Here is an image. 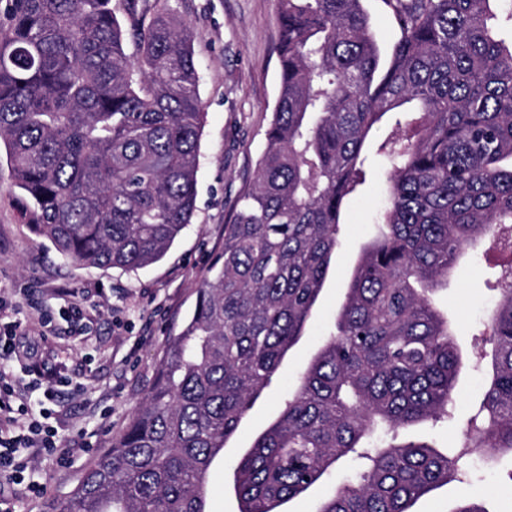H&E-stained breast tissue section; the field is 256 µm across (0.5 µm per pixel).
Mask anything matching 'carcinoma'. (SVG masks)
I'll return each instance as SVG.
<instances>
[{
  "label": "carcinoma",
  "mask_w": 512,
  "mask_h": 512,
  "mask_svg": "<svg viewBox=\"0 0 512 512\" xmlns=\"http://www.w3.org/2000/svg\"><path fill=\"white\" fill-rule=\"evenodd\" d=\"M10 0L0 28V145L25 223L78 269L159 262L191 223L205 112L191 32L166 4ZM382 63L362 0H277L279 87L252 188L149 394L52 512H211L212 467L311 320L364 143L389 166L378 236L333 330L233 464L238 512L280 507L343 458L362 470L317 512H411L472 466L512 457V253L495 348L463 446L398 440L454 400L463 353L433 302L465 250L512 228V0H383ZM137 49L126 54L127 40ZM451 512H487L462 495Z\"/></svg>",
  "instance_id": "cac0c4a2"
}]
</instances>
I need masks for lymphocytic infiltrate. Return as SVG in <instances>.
<instances>
[{
  "mask_svg": "<svg viewBox=\"0 0 512 512\" xmlns=\"http://www.w3.org/2000/svg\"><path fill=\"white\" fill-rule=\"evenodd\" d=\"M91 306L73 303L58 312L42 314L37 329L23 326L17 318L7 317L0 302V361L20 362L25 383L0 373V479L16 484L25 482L30 469V456L37 453L54 456L61 445L58 432L48 419L60 388L68 386L65 375H46L45 364L27 344L30 334L47 338L56 320L74 326L73 343H82L86 327L82 320Z\"/></svg>",
  "mask_w": 512,
  "mask_h": 512,
  "instance_id": "1",
  "label": "lymphocytic infiltrate"
}]
</instances>
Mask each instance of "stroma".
<instances>
[{"mask_svg":"<svg viewBox=\"0 0 512 512\" xmlns=\"http://www.w3.org/2000/svg\"><path fill=\"white\" fill-rule=\"evenodd\" d=\"M180 21L193 35L200 70V96L206 113L200 142L196 208L191 224L165 257L149 267L77 269L63 261L47 239L23 223L6 160L0 159V298L22 304L21 319L34 324L48 306L88 297L97 307L82 347H74L67 325L43 344L49 364L75 384L56 408L64 447L76 449L70 467L41 456L32 480L44 488L32 497L25 485L6 484L15 512H48V503L69 492L94 454L111 447L147 397L168 336L178 333L195 303V290L208 276L224 246V226L254 183L278 84L277 0H172ZM387 168L381 159L365 165V181L344 211V233L314 318L289 352L271 387L256 402L210 475L212 512H237L231 462L267 420L280 410L305 364L325 341L336 306L360 247L374 234L386 204ZM495 251H479L461 262L435 305L457 325L466 351L488 346L491 307L499 296ZM486 364L467 366L456 388L452 419L406 429L407 437L440 448L458 447L461 427L478 407ZM91 454H80L83 445ZM475 465L467 481L450 482L419 499L413 512H449L461 491L481 498L489 512H512V459ZM360 468L357 457L337 463L331 475L282 512H316L320 502Z\"/></svg>","mask_w":512,"mask_h":512,"instance_id":"stroma-1","label":"stroma"}]
</instances>
